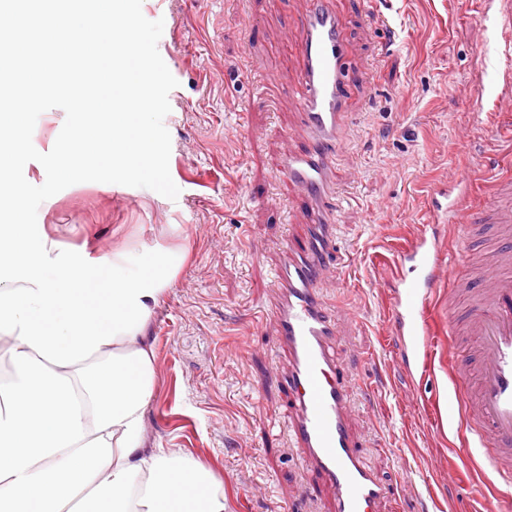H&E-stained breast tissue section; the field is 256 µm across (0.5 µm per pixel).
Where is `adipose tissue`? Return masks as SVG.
<instances>
[{"label": "adipose tissue", "instance_id": "adipose-tissue-1", "mask_svg": "<svg viewBox=\"0 0 512 512\" xmlns=\"http://www.w3.org/2000/svg\"><path fill=\"white\" fill-rule=\"evenodd\" d=\"M92 20L138 53L132 22L115 0H50L41 28L71 32ZM29 78L41 98L59 92L56 68L30 64L0 69V94ZM118 112L85 120L73 143L53 154L56 171L87 176L89 156L110 153L113 177L132 154L146 167L148 127L128 139L131 116L149 98L132 73L112 83ZM26 105L0 115V341H8L10 371L0 381V512H226L224 484L202 461L175 449L146 448V411L155 387L153 351L141 333L182 255L160 251L145 276L125 273L124 251L112 253V278L94 287L91 258L26 223V190L16 178L25 162L7 138L24 134Z\"/></svg>", "mask_w": 512, "mask_h": 512}]
</instances>
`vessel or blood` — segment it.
Returning <instances> with one entry per match:
<instances>
[{"label": "vessel or blood", "mask_w": 512, "mask_h": 512, "mask_svg": "<svg viewBox=\"0 0 512 512\" xmlns=\"http://www.w3.org/2000/svg\"><path fill=\"white\" fill-rule=\"evenodd\" d=\"M503 61L494 72L499 109L512 112V0H491ZM300 61L295 99L297 127L305 145L279 160L286 179L299 190L306 230L286 241V262L274 273L268 302L274 336L288 353L276 379L288 393L290 434L301 464L319 474L333 496L334 512H378L388 486L363 461L352 429L354 406L346 390L345 369L336 359L340 312L323 298L332 275L336 243L337 197L333 157L348 125L352 67L339 17L330 0H308L300 13ZM82 55H109L99 28L84 23L72 33ZM147 61L145 82L160 84L165 66L152 39L141 42ZM472 174L454 172L445 192L432 193L431 219L398 255L388 285L393 290L390 321L409 348L414 365L434 362L438 351L428 338L427 311L437 290L460 284L450 248L438 227L455 231L465 259L478 267L471 298L457 323L470 336L473 351L454 359L448 391V417L463 432L460 450L481 452L494 475V512H512V178L493 179V193L482 208L468 203ZM415 278H406L404 266Z\"/></svg>", "instance_id": "b4317fda"}]
</instances>
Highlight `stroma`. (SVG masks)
<instances>
[{"label": "stroma", "instance_id": "1", "mask_svg": "<svg viewBox=\"0 0 512 512\" xmlns=\"http://www.w3.org/2000/svg\"><path fill=\"white\" fill-rule=\"evenodd\" d=\"M335 2L353 51L355 112L335 159L342 205L335 285L324 295L360 316L340 322L352 430L367 465L394 490L379 512H482L493 476L482 462L454 460L456 427L431 425L448 372L423 380L404 367L382 278L427 223V196L450 173L473 169L476 207L490 176L512 175V112L497 110L493 88L476 86L496 60L492 20L486 0ZM128 3L141 22L153 13L166 21L158 41L169 76L155 89L165 109L146 116L150 167L119 181L60 178L49 154L72 129L68 99L57 97L50 121L34 106L28 221L89 252L88 274L102 285L114 248L129 251L133 277L159 249H184L144 329L156 371L147 447L204 462L224 482L227 512H330L329 492L313 493L318 478L290 438L288 397L272 377L287 359L266 315L282 242L305 222L277 163L297 121V48L284 34L307 0ZM269 76L280 88L273 100L261 92ZM255 486L265 499L249 497Z\"/></svg>", "mask_w": 512, "mask_h": 512}]
</instances>
